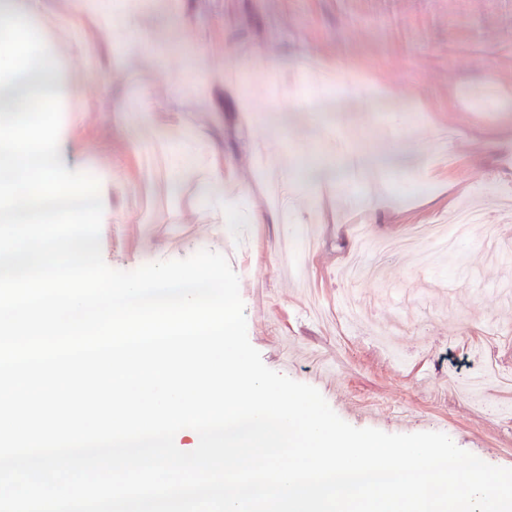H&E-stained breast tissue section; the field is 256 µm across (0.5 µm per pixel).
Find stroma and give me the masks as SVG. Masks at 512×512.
I'll list each match as a JSON object with an SVG mask.
<instances>
[{"label": "stroma", "instance_id": "stroma-1", "mask_svg": "<svg viewBox=\"0 0 512 512\" xmlns=\"http://www.w3.org/2000/svg\"><path fill=\"white\" fill-rule=\"evenodd\" d=\"M163 2L141 18L154 42L110 95L85 78L109 56L108 30L86 23L94 57L61 52L63 76L88 103L59 142L61 158L107 177L103 201L126 218L101 232L106 264L132 271L202 249L223 254L239 277L249 341L268 368L317 388L353 427L441 432L512 468V0ZM307 55L348 72L359 95L349 82H317L298 65ZM271 62L281 83L302 91L297 111L275 124L272 100L250 81ZM234 66L245 76L236 96L214 85V109H203L193 85ZM174 73L183 77L177 91ZM145 83L152 139L177 127L216 138L253 186L222 230L196 203L197 179L175 177L161 158L147 173L130 157L113 104L136 109ZM240 97L251 101L250 119L237 110ZM256 138L267 142L263 173L249 161ZM265 181L290 199L298 223H252ZM472 202L487 220L460 241L461 265L420 264V243L387 258L386 278L344 283L361 239L444 224ZM308 234L315 247L303 277L281 273V244Z\"/></svg>", "mask_w": 512, "mask_h": 512}]
</instances>
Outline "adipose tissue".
I'll return each instance as SVG.
<instances>
[{"instance_id": "1", "label": "adipose tissue", "mask_w": 512, "mask_h": 512, "mask_svg": "<svg viewBox=\"0 0 512 512\" xmlns=\"http://www.w3.org/2000/svg\"><path fill=\"white\" fill-rule=\"evenodd\" d=\"M141 16V0H69L68 15L55 17L44 13L42 0H0V108L14 109L21 95L37 88L58 89L56 59L42 50L45 31H53L61 45L94 53V46L87 44L78 25L83 18L96 21L113 34L109 63L97 70L95 78L98 91L110 93L113 74L125 70L149 42L150 32L142 25ZM113 110L116 124L129 135L130 153L136 162L148 161L161 152L175 167L195 169L197 134L177 129L159 144L142 136L141 122L129 119L124 102H116ZM206 156V187L200 202L220 205L224 202V183L234 165L215 145Z\"/></svg>"}]
</instances>
